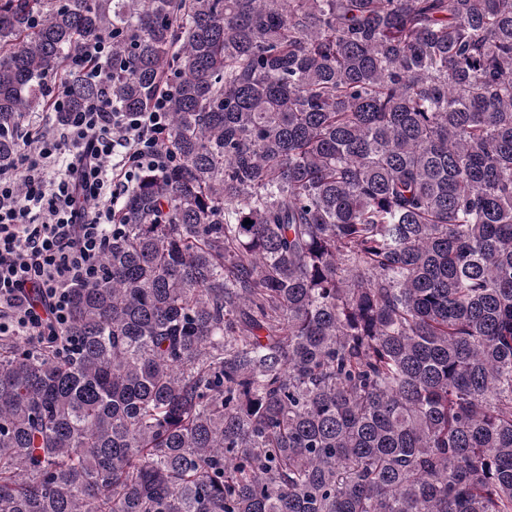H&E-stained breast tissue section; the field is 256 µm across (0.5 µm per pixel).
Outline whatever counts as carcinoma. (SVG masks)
I'll use <instances>...</instances> for the list:
<instances>
[{"label": "carcinoma", "mask_w": 512, "mask_h": 512, "mask_svg": "<svg viewBox=\"0 0 512 512\" xmlns=\"http://www.w3.org/2000/svg\"><path fill=\"white\" fill-rule=\"evenodd\" d=\"M105 90L173 163L0 336V512H512V0H0V166ZM84 55L88 58L96 59L97 61H99V67H87L82 70L84 79L94 83L101 82L103 79V73L102 67H100V65H102L103 63L108 64L111 61L108 38L99 39L92 45H89Z\"/></svg>", "instance_id": "carcinoma-1"}]
</instances>
